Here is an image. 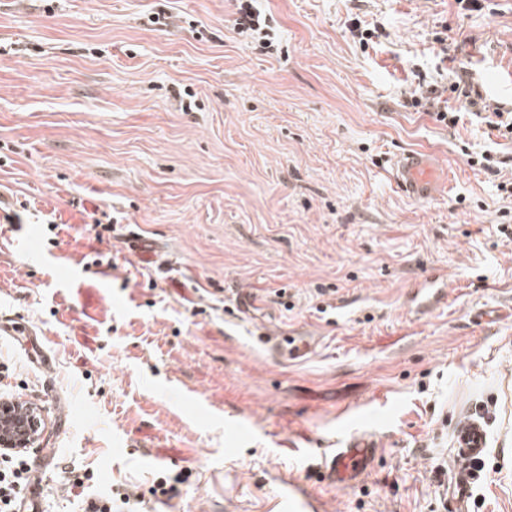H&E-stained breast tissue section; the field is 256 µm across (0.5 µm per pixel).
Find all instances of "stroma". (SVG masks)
Listing matches in <instances>:
<instances>
[{
  "label": "stroma",
  "instance_id": "35a3bbf8",
  "mask_svg": "<svg viewBox=\"0 0 512 512\" xmlns=\"http://www.w3.org/2000/svg\"><path fill=\"white\" fill-rule=\"evenodd\" d=\"M256 6L273 51L239 34L235 0H0V317L40 346L0 334V396L44 410L41 512L122 494L141 512H449L455 430L484 410L469 512H512V139L407 105L449 98L462 64L512 102L495 84L512 0ZM416 149L450 168L448 194H401L390 159ZM486 150L495 172L470 163ZM437 270L447 298L411 303ZM95 281L91 320L75 291ZM287 332L315 354L271 360L263 337ZM350 433L380 449L339 490L321 455ZM162 477L180 481L165 503Z\"/></svg>",
  "mask_w": 512,
  "mask_h": 512
}]
</instances>
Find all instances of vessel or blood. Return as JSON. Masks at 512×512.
Here are the masks:
<instances>
[{"instance_id":"1","label":"vessel or blood","mask_w":512,"mask_h":512,"mask_svg":"<svg viewBox=\"0 0 512 512\" xmlns=\"http://www.w3.org/2000/svg\"><path fill=\"white\" fill-rule=\"evenodd\" d=\"M393 175L399 189L415 200H425L447 191L448 175L439 172L432 155L424 150L406 151L393 161ZM312 349L309 341L284 336L270 348L273 358L288 361L306 356ZM486 432L475 421L460 425L456 433L457 448L448 482V500L453 512H469L471 488L479 479L476 464L485 452ZM377 444L367 435H349L340 448L324 459V480L339 489L358 483L372 469Z\"/></svg>"}]
</instances>
